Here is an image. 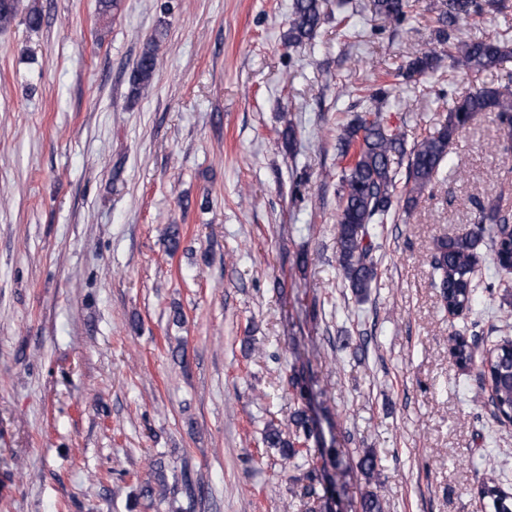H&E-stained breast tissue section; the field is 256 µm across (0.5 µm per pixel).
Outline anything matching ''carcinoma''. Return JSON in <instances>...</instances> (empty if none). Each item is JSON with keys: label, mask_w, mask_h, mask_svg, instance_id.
<instances>
[{"label": "carcinoma", "mask_w": 512, "mask_h": 512, "mask_svg": "<svg viewBox=\"0 0 512 512\" xmlns=\"http://www.w3.org/2000/svg\"><path fill=\"white\" fill-rule=\"evenodd\" d=\"M408 0H372V10L385 26L401 24L406 17ZM509 8L508 0H438L435 7L437 29L432 41L422 45L405 69L396 73L407 81L435 70L443 61L460 74H468L501 66L512 59V47L500 40L457 41L455 32L460 21L501 14ZM18 14V0H0V29L10 27ZM323 13L320 0H294L288 20L287 43L298 44L310 38L321 26ZM164 30L149 39L132 73L134 92L149 89L158 65V51ZM390 89L379 86L367 96L364 114L342 126L337 138L340 156L357 146L355 160L341 169L339 204L336 213L337 260L344 280L357 300H364L378 276V260L374 238L376 225L384 224L401 207L411 210L426 192L448 159V146L465 130L480 112H494L512 124V88L481 87L455 98L444 122L421 140L406 146L405 133L389 131L384 125L383 104ZM406 169L405 193L396 194L401 169ZM506 219L495 207L480 210L478 231L455 237L436 239L431 253L434 285L439 289L443 307L456 316L472 313L477 300L474 277L478 261L477 247L488 236L490 249L499 267L512 269V234L502 224ZM451 352L463 368L473 367L479 378L494 387L492 409L501 424L512 421V344L505 340L482 355L462 336L450 338ZM293 438L283 437L281 429L269 425L265 442L278 448L288 465L298 469L305 465L303 455L295 448L302 438H309L311 423L303 409L290 418ZM362 473L381 485L375 454L364 452L359 460ZM304 479L300 497L305 512H322L324 495L316 487L311 474ZM478 499L482 512H512V493L505 491L496 477L481 482ZM362 512H385L382 498L368 491L361 499Z\"/></svg>", "instance_id": "obj_1"}]
</instances>
